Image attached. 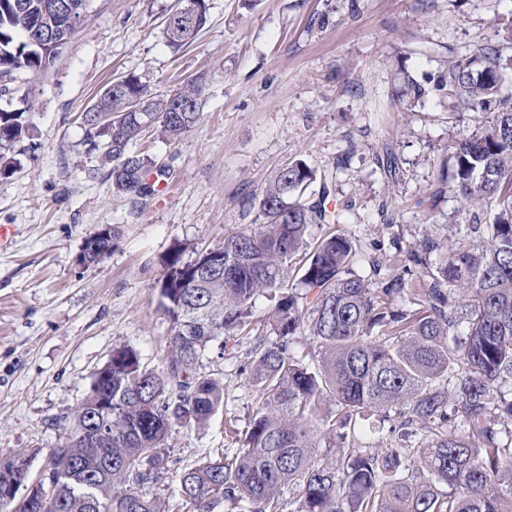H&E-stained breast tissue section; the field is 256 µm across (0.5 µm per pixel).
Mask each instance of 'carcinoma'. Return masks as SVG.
I'll return each mask as SVG.
<instances>
[{
  "label": "carcinoma",
  "instance_id": "cac0c4a2",
  "mask_svg": "<svg viewBox=\"0 0 512 512\" xmlns=\"http://www.w3.org/2000/svg\"><path fill=\"white\" fill-rule=\"evenodd\" d=\"M44 0H0V94L30 79L60 53L31 45L36 31L62 24ZM192 14L166 20L167 46L187 47L207 23L205 0H182ZM512 55L482 44L448 65L440 89L482 112L481 126L453 144L446 162L453 187L489 218L469 229L472 247L440 243L408 251L406 272L427 270L426 288L401 275L381 276L383 262L355 238L328 233L314 244L308 226L341 220L305 190L316 173L302 160L275 171L254 198L262 222L184 260L176 245L162 259L158 307L168 319L164 361L149 368L129 346L112 351L89 393L72 409L65 441L50 449L46 474L29 504L0 512H512V93L503 89ZM203 77L165 94L135 76L110 83L96 99L112 115V190L144 196L150 177L166 171L129 145L158 126L179 140L200 119ZM425 95L404 78L400 100ZM136 100L143 112L128 111ZM182 103L186 112L174 111ZM23 107H0V175L12 173L11 151L30 136ZM301 258L300 303L288 283ZM260 295L273 302L262 332L251 335ZM274 335L276 339L268 341ZM252 338L246 381L258 393L241 447L179 473L181 502L147 488L171 470L168 438L178 428H203L224 404V383L202 372L214 348ZM305 346L295 348V338ZM112 411L105 410V403ZM400 418L399 443L362 448L354 434ZM109 440L90 442L87 428Z\"/></svg>",
  "mask_w": 512,
  "mask_h": 512
}]
</instances>
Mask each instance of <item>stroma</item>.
<instances>
[{"mask_svg":"<svg viewBox=\"0 0 512 512\" xmlns=\"http://www.w3.org/2000/svg\"><path fill=\"white\" fill-rule=\"evenodd\" d=\"M208 22L181 52L166 44L175 0H90L61 59L33 86L15 82L0 106L34 89L29 139L16 170L0 176V459L22 449L30 471L64 436L71 409L113 349L131 345L160 366L168 324L157 304L161 261L174 243L203 248L259 223L253 199L295 159L328 189L345 232L401 273L398 257L424 240L470 244L471 218L454 192L433 196L449 146L477 130L474 109L454 108L436 84L449 61L486 42H512V0H206ZM426 88L409 107L393 97L403 73ZM204 74L201 118L179 141L147 129L133 151L167 172L166 188L116 195L102 149L81 115L119 76L157 93ZM396 177L382 169L385 152ZM116 229L101 263L81 261L99 225ZM250 341L209 367L224 377V407L201 431L167 445L180 467L245 433L256 392L243 367Z\"/></svg>","mask_w":512,"mask_h":512,"instance_id":"stroma-1","label":"stroma"}]
</instances>
